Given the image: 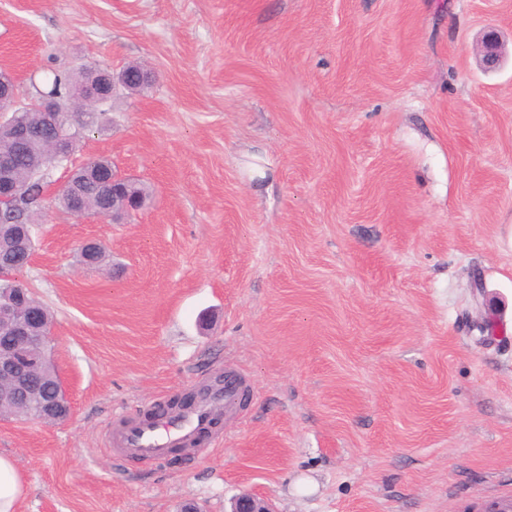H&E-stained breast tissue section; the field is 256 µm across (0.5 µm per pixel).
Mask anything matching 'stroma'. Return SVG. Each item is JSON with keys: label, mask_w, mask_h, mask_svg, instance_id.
I'll list each match as a JSON object with an SVG mask.
<instances>
[{"label": "stroma", "mask_w": 512, "mask_h": 512, "mask_svg": "<svg viewBox=\"0 0 512 512\" xmlns=\"http://www.w3.org/2000/svg\"><path fill=\"white\" fill-rule=\"evenodd\" d=\"M512 0H0L21 98L116 88L73 157L152 189L125 223L47 196L20 281L53 314L63 423H0L20 512H463L512 498ZM102 241L119 275L79 261ZM234 368L208 455L112 454L130 417ZM480 61L484 69L493 70L499 67L505 57L504 44L498 39L496 33L487 32L479 43ZM123 73L125 75L126 81L125 85H122V75L118 74L115 76L112 74L111 69H104L100 73L101 83L100 85L106 86L109 88L110 93H112V89L116 83L122 85L126 90L130 93H140L144 90L148 89L152 82L154 81L144 77L140 65H128L123 69ZM98 85V87L100 86Z\"/></svg>", "instance_id": "1"}]
</instances>
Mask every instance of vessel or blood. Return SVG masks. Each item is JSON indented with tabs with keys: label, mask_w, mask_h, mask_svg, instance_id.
<instances>
[{
	"label": "vessel or blood",
	"mask_w": 512,
	"mask_h": 512,
	"mask_svg": "<svg viewBox=\"0 0 512 512\" xmlns=\"http://www.w3.org/2000/svg\"><path fill=\"white\" fill-rule=\"evenodd\" d=\"M240 394L239 380L234 372L224 374V380L198 396L196 405L176 414L160 413V401H153L150 414L142 419H124L112 430V446L121 456L134 460H159L170 449L193 447L206 452L207 447L198 438L216 407L232 410Z\"/></svg>",
	"instance_id": "obj_1"
}]
</instances>
